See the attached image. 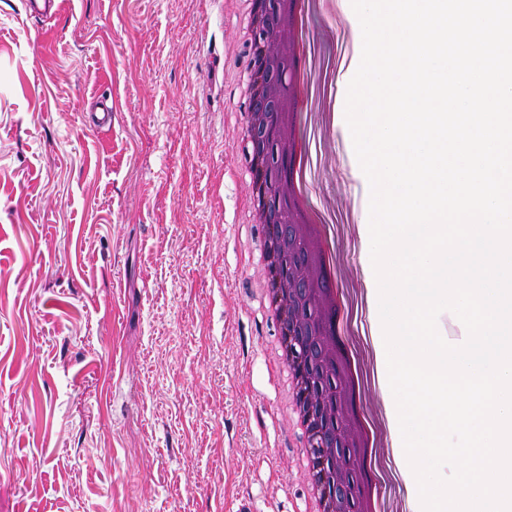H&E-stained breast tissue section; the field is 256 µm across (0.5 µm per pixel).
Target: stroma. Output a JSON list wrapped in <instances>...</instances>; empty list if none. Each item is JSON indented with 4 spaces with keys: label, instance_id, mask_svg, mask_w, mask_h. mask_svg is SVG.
Returning a JSON list of instances; mask_svg holds the SVG:
<instances>
[{
    "label": "stroma",
    "instance_id": "obj_1",
    "mask_svg": "<svg viewBox=\"0 0 512 512\" xmlns=\"http://www.w3.org/2000/svg\"><path fill=\"white\" fill-rule=\"evenodd\" d=\"M250 0H0V512H309L249 221ZM301 191L375 366L350 0H305ZM112 100L111 128L90 102Z\"/></svg>",
    "mask_w": 512,
    "mask_h": 512
}]
</instances>
